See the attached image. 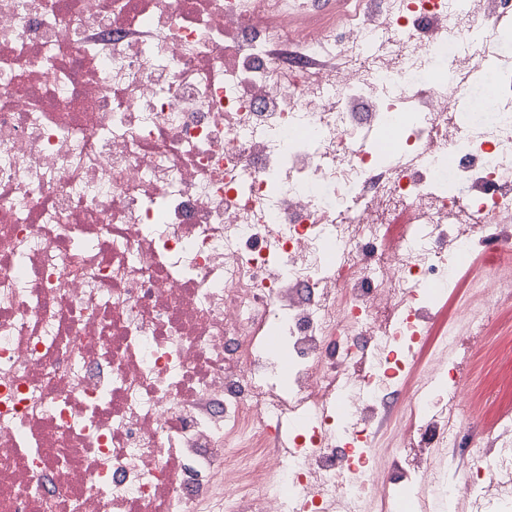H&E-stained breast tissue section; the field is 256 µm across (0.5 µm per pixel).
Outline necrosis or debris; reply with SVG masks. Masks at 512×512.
Instances as JSON below:
<instances>
[{
    "label": "necrosis or debris",
    "mask_w": 512,
    "mask_h": 512,
    "mask_svg": "<svg viewBox=\"0 0 512 512\" xmlns=\"http://www.w3.org/2000/svg\"><path fill=\"white\" fill-rule=\"evenodd\" d=\"M378 3L0 0V512H512L454 357L512 299V0ZM474 261L470 267H464L461 271L458 288H449L447 302L442 307L437 322L432 326L426 339V347L429 348L438 336H444L448 332V325L458 322V312L468 298L473 288L478 283L487 279L494 272L495 265L500 259V254L493 247L478 251L472 255Z\"/></svg>",
    "instance_id": "4bbe7bcc"
}]
</instances>
